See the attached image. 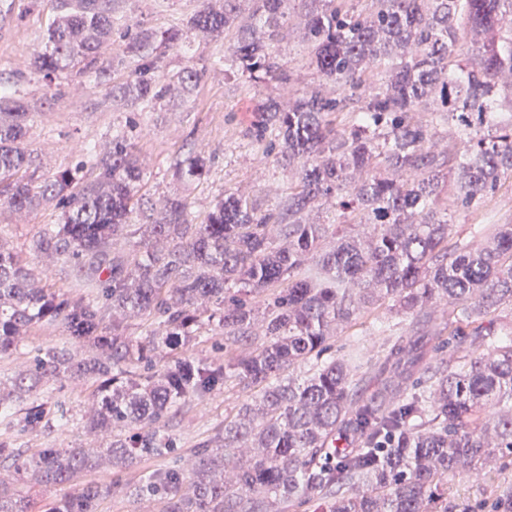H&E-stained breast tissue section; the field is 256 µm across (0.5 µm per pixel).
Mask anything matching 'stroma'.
<instances>
[{
	"mask_svg": "<svg viewBox=\"0 0 512 512\" xmlns=\"http://www.w3.org/2000/svg\"><path fill=\"white\" fill-rule=\"evenodd\" d=\"M13 13L0 29V85L18 86L30 102L31 114L24 139L44 175L51 176L72 167L80 151L87 146L105 147L114 128L136 122L141 132L134 140L137 154L146 170L142 190L148 197L185 193L197 214H205L223 191H237L254 198L287 196L293 173L277 157L258 158L243 133L257 119V108L267 93L266 87H252L224 74L227 37H199L191 42L188 56L170 55L165 74L171 75L194 62L204 73L191 94L172 92L163 103L130 107L112 97L113 84L122 82L133 66L132 60L112 70L110 84L94 86L77 77L66 86L61 97L46 94L41 82L29 72L32 54L41 49L43 36L53 18L52 0H12ZM201 0H115L112 17L116 29L141 26L164 30L181 23L196 11ZM288 38L276 44L293 71V86L301 88L317 82L316 71L308 64L305 20L294 11L288 22ZM191 148L205 149L210 155L208 177L202 183L182 187L173 176L172 159ZM60 215L52 206L43 205L26 217L17 218L0 204V247L19 249L43 225L58 223ZM382 342L370 325L352 328L336 342L339 354L357 355L365 377V392H373L382 380L377 351ZM39 400L63 406L67 427L44 428L32 433L15 426L13 445L21 449L95 447L85 425L93 415L92 389L70 381L49 383L38 393ZM245 391L226 388L209 398L191 402L172 413L167 432L174 437V452L156 463L138 465L127 471L102 460L99 467L83 474L82 482L110 486L111 492L98 506V512H160L158 500H137L126 494L129 475L148 480L155 466L178 465L190 454V446L209 438L211 429L223 421L226 413L246 401ZM512 488V464L500 466L492 478L477 472L456 475L448 483V512H496V504L506 489Z\"/></svg>",
	"mask_w": 512,
	"mask_h": 512,
	"instance_id": "obj_1",
	"label": "stroma"
}]
</instances>
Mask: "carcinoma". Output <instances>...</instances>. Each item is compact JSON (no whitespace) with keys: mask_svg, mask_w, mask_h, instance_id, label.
<instances>
[{"mask_svg":"<svg viewBox=\"0 0 512 512\" xmlns=\"http://www.w3.org/2000/svg\"><path fill=\"white\" fill-rule=\"evenodd\" d=\"M55 3L33 70L50 89L74 68L106 82L112 63L98 48L114 34L112 0ZM293 3L305 10L310 62L336 95L318 84L288 105L268 97L245 132L294 171L286 198L226 190L198 222L182 195H139L142 166L121 130L106 150L88 147L43 178L23 147L30 105L0 88V199L17 213L48 203L61 216L23 249L0 250V355L35 327L84 349L79 359L43 349L9 391L0 386V408L23 412L36 431L50 420L31 401L37 388L78 379L96 388L87 429L108 437L105 448L29 455L0 441L17 480L34 471L65 483L104 456L124 469L157 458L172 448L161 430L170 414L227 384L251 396L215 427V448L126 489L159 497L163 512H290L310 498L325 512H448L449 477L512 460V326L491 318L512 305V224L450 243L457 213L512 188V0H202L180 25L121 33L137 64L120 98L157 104L173 84L191 92L202 71L185 66L168 81L165 59L192 36L232 27L224 72L288 85L273 47L288 36ZM172 167L188 186L208 174L194 148ZM318 200L333 215L326 224L306 219ZM28 254L76 263L82 288L42 281ZM375 313L405 328L384 339L388 376L365 397L360 365L329 354V341ZM204 329L224 337L209 361L184 351ZM444 334L466 347L414 377L416 340ZM108 493L86 484L41 512H97ZM0 512L36 510L0 480Z\"/></svg>","mask_w":512,"mask_h":512,"instance_id":"cac0c4a2","label":"carcinoma"}]
</instances>
